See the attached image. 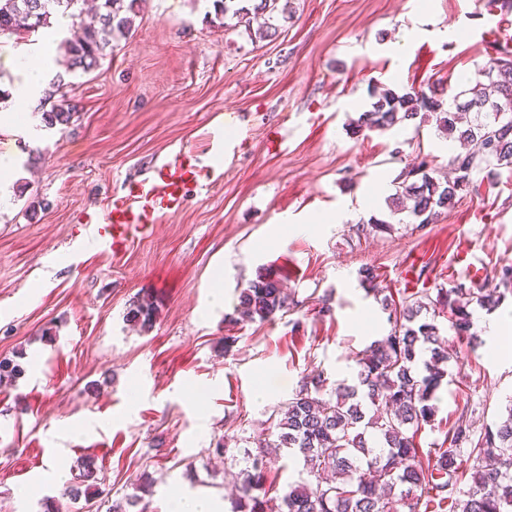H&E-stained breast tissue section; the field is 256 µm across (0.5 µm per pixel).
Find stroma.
I'll return each instance as SVG.
<instances>
[{
    "instance_id": "1",
    "label": "stroma",
    "mask_w": 512,
    "mask_h": 512,
    "mask_svg": "<svg viewBox=\"0 0 512 512\" xmlns=\"http://www.w3.org/2000/svg\"><path fill=\"white\" fill-rule=\"evenodd\" d=\"M210 0H141L130 36L115 41L72 92L67 126L31 137L0 132V157L19 177L0 202V360L25 372L0 388V512H75L62 491L79 460L95 457L100 489L118 499L154 479L147 512L173 494L230 502L240 438L264 432L304 377L352 382L371 344L357 316L372 305L358 280L374 267L394 299L457 282H490L512 266V178L474 179L436 223L410 224L387 204L355 222L313 223L425 159L450 169L434 123L351 136L374 91L435 86L444 101L505 43L502 0H292L274 38L212 23ZM70 21L54 15L35 39L0 35V108L17 59L48 71ZM413 37L404 50V32ZM191 151L202 183L186 206L114 249L92 223L155 161ZM377 218L390 232L359 235ZM288 290L292 307L268 321L236 318L257 275ZM223 302H215L214 288ZM152 297L150 330L128 322ZM452 358L437 411L416 437L442 447L466 415L482 431L512 402V346L492 359L438 318ZM233 338L225 349V338ZM264 388L265 399L255 397ZM233 449L235 461L217 454Z\"/></svg>"
}]
</instances>
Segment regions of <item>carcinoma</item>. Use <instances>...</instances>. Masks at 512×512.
Returning <instances> with one entry per match:
<instances>
[{"instance_id": "obj_1", "label": "carcinoma", "mask_w": 512, "mask_h": 512, "mask_svg": "<svg viewBox=\"0 0 512 512\" xmlns=\"http://www.w3.org/2000/svg\"><path fill=\"white\" fill-rule=\"evenodd\" d=\"M81 0H0V34L30 36L62 14L78 27L64 40L68 73L83 76L100 65L112 42L128 34L136 16V0H98L96 20L82 21ZM216 17L231 15L237 25L249 27L251 16L267 17L260 37L279 34L278 14L289 12L282 0H213ZM74 83L59 75L49 83L40 102L49 128L67 126L78 112L68 90ZM468 97L446 105L434 91L410 88L398 94L382 91L349 123L352 134L389 130L397 125L437 126L469 145L465 154L451 158L457 176L440 182L430 162L406 166L395 178L398 190L391 198L397 212L415 223L430 224L448 209L457 192L486 170L492 176L506 170L512 175V50L504 47L489 57L467 90ZM494 288L463 282L397 303L384 299L390 329L372 342L357 359L356 382H331L319 372L302 381L285 403L275 424L276 439L254 436L245 443V467L231 512H267L264 483L268 464L282 448L300 456L307 479L279 497L278 512H391L400 502L407 512H512V404L506 416L475 435L464 417L448 431V447L437 448L427 466L419 463L415 438L436 412L435 400L448 381V350L435 322L421 319L435 310L447 317L457 337L474 341L469 306L490 309ZM289 309L288 296L278 284L261 276L240 293L243 321L270 320ZM155 307L136 302L127 320L146 330L152 327ZM470 478L462 484L463 470ZM79 474L64 490L73 501H90L96 479V459L84 457ZM153 480L141 475L136 493L112 504V512H145L144 497Z\"/></svg>"}]
</instances>
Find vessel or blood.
I'll list each match as a JSON object with an SVG mask.
<instances>
[{"label": "vessel or blood", "mask_w": 512, "mask_h": 512, "mask_svg": "<svg viewBox=\"0 0 512 512\" xmlns=\"http://www.w3.org/2000/svg\"><path fill=\"white\" fill-rule=\"evenodd\" d=\"M191 152L184 151L163 164L156 179L130 187L96 220V233L103 245H111L113 228L123 224H153L159 215L175 214L186 203L187 191L197 182L199 170Z\"/></svg>", "instance_id": "vessel-or-blood-1"}]
</instances>
